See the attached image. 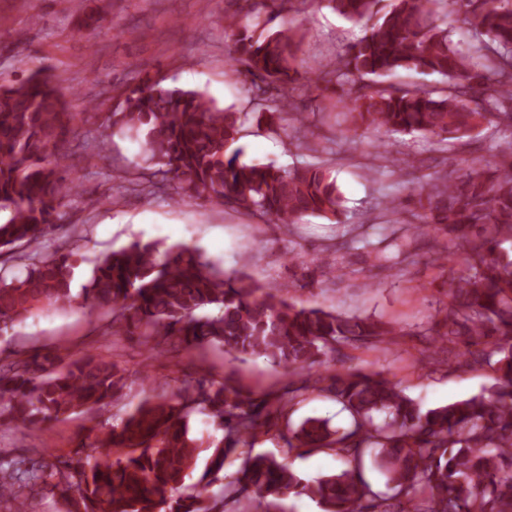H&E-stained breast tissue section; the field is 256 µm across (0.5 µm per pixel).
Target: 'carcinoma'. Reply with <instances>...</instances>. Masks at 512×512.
Masks as SVG:
<instances>
[{
    "mask_svg": "<svg viewBox=\"0 0 512 512\" xmlns=\"http://www.w3.org/2000/svg\"><path fill=\"white\" fill-rule=\"evenodd\" d=\"M238 13L224 17L231 31L230 60L256 79L255 111L269 121L304 124L289 109L294 93L311 98L326 87L355 89L346 117L357 129L429 136L445 143L469 137L482 126L503 130L512 151V0H328L365 34L330 68L297 82L298 29L285 26L261 36L253 0H236ZM464 15V44L451 40L448 7ZM404 71L439 74L440 90L362 82ZM248 113L221 107L198 90L169 89L145 77L120 95L98 141L108 158L116 135L140 145L139 169L174 182L182 199L260 215L272 224L328 220L342 206L333 158L282 170L241 161L240 133ZM80 113L69 110L49 68L0 85V335L46 308L98 310L112 315L106 331L157 340L175 336L186 348L204 344L224 352L262 356L299 379L288 389L245 391L234 378L215 382L203 373L177 392L150 390L112 422L102 414L125 396L117 365L82 357L65 365L49 354L0 363V418L37 426L86 415L65 457L0 461V505L29 512L28 501L55 491L66 512H271L269 496H306L321 512H512V160L478 155L469 169H446L448 158L423 162L385 149L390 173L403 184L421 183L416 204L422 227L453 236L467 262L451 278L452 303L443 319L440 350L463 340L464 366L487 365L496 382L468 398L422 409L397 384L375 372L331 369L336 346H374L394 332L368 316L297 304L262 291L241 270L224 271L195 250L165 249L136 240L93 261L88 281L73 287L80 238L43 254V239L57 228L58 209L84 193L68 177L77 151L71 135ZM400 210L381 202L376 219L399 224ZM311 389L330 394L351 417L333 429L326 419L289 423L295 401ZM384 415L380 423L376 416ZM195 416L223 431L209 462L193 484L198 442ZM268 435L288 450L327 448L347 464L337 473L304 479L274 457H247L241 476L208 495L227 459ZM374 459L391 494L374 492L363 475Z\"/></svg>",
    "mask_w": 512,
    "mask_h": 512,
    "instance_id": "obj_1",
    "label": "carcinoma"
}]
</instances>
